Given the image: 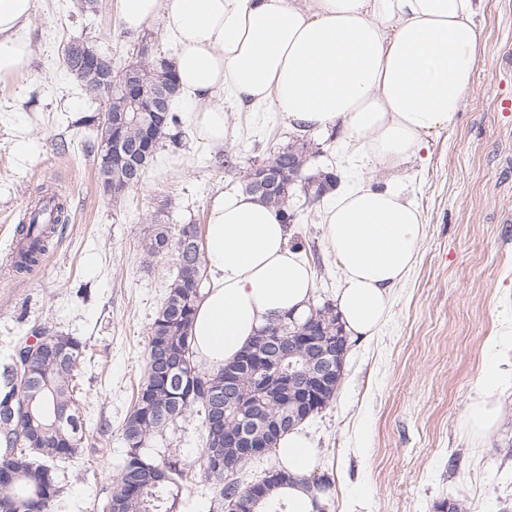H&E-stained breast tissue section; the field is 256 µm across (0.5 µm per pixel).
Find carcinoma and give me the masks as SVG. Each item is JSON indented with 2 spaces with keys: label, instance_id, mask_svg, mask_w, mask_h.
<instances>
[{
  "label": "carcinoma",
  "instance_id": "carcinoma-1",
  "mask_svg": "<svg viewBox=\"0 0 512 512\" xmlns=\"http://www.w3.org/2000/svg\"><path fill=\"white\" fill-rule=\"evenodd\" d=\"M145 88L158 98L166 109L165 122L156 129V148L165 143L180 145L182 118L178 109L179 84L171 64L161 66L158 60L137 61ZM89 97L103 99L98 83L77 68L69 70ZM86 150L97 153L98 181L104 193L118 197L143 184L129 180L126 167L106 160L108 143L102 135L88 143ZM318 154V148L300 138L278 143L272 156L252 164L241 178L243 189L255 192L254 184L268 175L277 176L279 189L273 193H257L264 203L275 207L284 223L297 218L298 206L293 198L295 185L304 183L306 206H311L340 183L334 167L320 169L314 176H305L308 162ZM67 197L52 188L41 189L17 224V235L22 247L12 259L14 275L23 276L39 266L53 249L58 226L70 223ZM190 248L177 265L176 275L167 286V297L148 328V346L143 380L137 390L132 411L123 425L125 456L118 475L113 478L106 507L112 512H179V487L187 480L189 468L171 449L153 447L156 438L176 426L187 413L202 417L205 430L199 461L204 476L220 486V500L230 508L249 504L255 512H287L288 504L274 496V492L293 483L287 478L269 487L267 495L257 504L251 502L249 488L265 479L263 469L252 480L244 478L242 461L233 453L224 452V428L252 425L261 441L263 463L278 439L290 431L288 405L280 399L271 400L253 387V371H242L235 393L224 391V370L209 375L200 373L190 344V332L200 299L205 276V252L200 225L183 224L172 232L164 224L158 225L143 243L145 257L150 259L176 249L182 241ZM51 335L50 343L58 347V354L34 365L18 362L20 348L27 346L29 337L20 339L11 363L0 370V407L35 398V405L46 411L55 406L68 408V418L55 425L47 418L34 414L20 422L0 418V470L15 464L24 466L31 479H22L13 485L0 483V512H54L60 496L55 462L75 456L83 436L80 405L74 394L77 364L86 360V343L81 339L47 330L34 337ZM334 336L336 335V307L329 303L311 304L305 320L280 318L266 324L254 338L257 344L270 336ZM163 349L181 360L179 370L163 372L155 367L154 352ZM153 468L169 474L170 480L154 482L145 478L143 469Z\"/></svg>",
  "mask_w": 512,
  "mask_h": 512
}]
</instances>
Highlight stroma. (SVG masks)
Wrapping results in <instances>:
<instances>
[{
  "label": "stroma",
  "instance_id": "obj_1",
  "mask_svg": "<svg viewBox=\"0 0 512 512\" xmlns=\"http://www.w3.org/2000/svg\"><path fill=\"white\" fill-rule=\"evenodd\" d=\"M80 2L35 0L31 63L0 81V364L36 326L86 340L84 436L78 455L57 464L60 512H102L143 378L147 328L177 272L174 253L148 262L142 244L159 223L206 224L213 197L240 190V168L268 158L291 132L273 114L225 101L223 148L199 143L184 124L179 149L161 148L141 187L117 200L104 196L97 160L83 152L95 131L75 125L96 106L65 71L63 48L82 39L122 66L144 44L172 55L174 40L163 20L131 35L117 12L101 18ZM476 22L483 51L454 132L432 139L426 161L400 172L426 218L416 266L379 334L352 343L333 403L307 423L333 484L331 512H436L445 499L462 503L463 512H512V377L493 396L498 427L477 436L466 426L492 367L512 358V349L489 347L512 313V110L501 107L512 101V0H483ZM20 140L28 155L17 152ZM313 141L322 154L308 174L332 164L346 184L355 171L386 176L356 169L338 134ZM228 154L231 169L222 164ZM45 185L67 195L71 221L45 261L17 277L7 266L16 224ZM290 240L302 243L313 265L314 302L334 301L342 271L320 221L299 216ZM203 433L190 414L157 442L193 467L180 512H210L218 503V487L196 467Z\"/></svg>",
  "mask_w": 512,
  "mask_h": 512
}]
</instances>
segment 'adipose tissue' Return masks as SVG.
<instances>
[{
	"label": "adipose tissue",
	"instance_id": "ef3b65f1",
	"mask_svg": "<svg viewBox=\"0 0 512 512\" xmlns=\"http://www.w3.org/2000/svg\"><path fill=\"white\" fill-rule=\"evenodd\" d=\"M123 29L164 19L176 38L172 63L189 100L198 141L223 146L225 98L268 106L302 135L340 131L358 163L389 173L329 198L323 240L343 273L336 307L349 339H370L408 280L425 218L399 177L428 142L451 131L471 91L482 35L474 0H118ZM34 0H0V75L28 67ZM210 282L191 329L197 364L232 362L268 321L303 316L312 268L290 227L246 193L209 205ZM275 452L288 473L318 471L302 429Z\"/></svg>",
	"mask_w": 512,
	"mask_h": 512
}]
</instances>
